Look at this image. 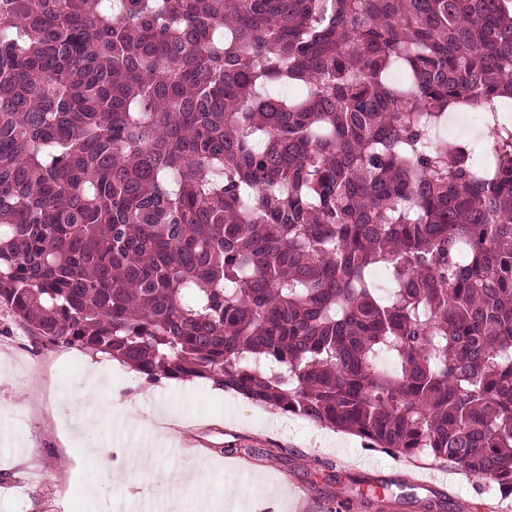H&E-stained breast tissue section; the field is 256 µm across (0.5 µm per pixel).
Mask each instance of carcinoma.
I'll use <instances>...</instances> for the list:
<instances>
[{"mask_svg":"<svg viewBox=\"0 0 512 512\" xmlns=\"http://www.w3.org/2000/svg\"><path fill=\"white\" fill-rule=\"evenodd\" d=\"M507 112L512 0H0V306L512 496Z\"/></svg>","mask_w":512,"mask_h":512,"instance_id":"carcinoma-1","label":"carcinoma"}]
</instances>
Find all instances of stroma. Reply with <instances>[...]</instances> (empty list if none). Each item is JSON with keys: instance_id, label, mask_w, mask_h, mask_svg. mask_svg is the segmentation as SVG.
Returning <instances> with one entry per match:
<instances>
[{"instance_id": "35a3bbf8", "label": "stroma", "mask_w": 512, "mask_h": 512, "mask_svg": "<svg viewBox=\"0 0 512 512\" xmlns=\"http://www.w3.org/2000/svg\"><path fill=\"white\" fill-rule=\"evenodd\" d=\"M114 402L126 411L106 417ZM403 485L392 512H512L449 464L395 459L204 380L147 382L0 306V512H379L378 490Z\"/></svg>"}]
</instances>
